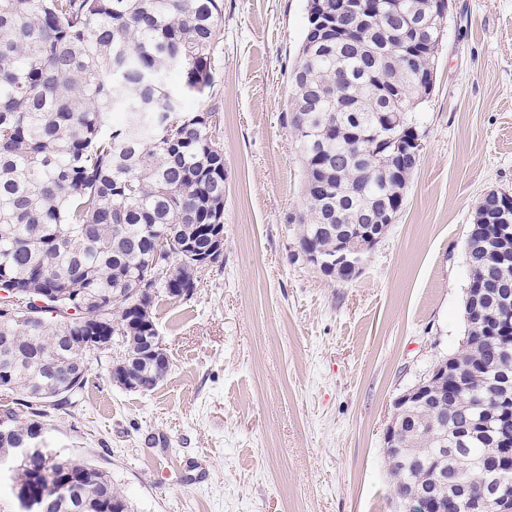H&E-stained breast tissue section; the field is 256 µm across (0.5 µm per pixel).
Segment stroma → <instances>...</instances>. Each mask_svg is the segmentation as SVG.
I'll return each instance as SVG.
<instances>
[{
	"label": "stroma",
	"instance_id": "stroma-1",
	"mask_svg": "<svg viewBox=\"0 0 512 512\" xmlns=\"http://www.w3.org/2000/svg\"><path fill=\"white\" fill-rule=\"evenodd\" d=\"M307 0H224L213 88L224 151V260L159 298L165 381L128 391L91 355L56 450L111 475L134 512H396L382 448L395 403L465 333L467 237L512 193V0H451L420 164L349 282L293 259L302 166L288 72Z\"/></svg>",
	"mask_w": 512,
	"mask_h": 512
}]
</instances>
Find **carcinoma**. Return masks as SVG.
I'll return each instance as SVG.
<instances>
[{
    "label": "carcinoma",
    "mask_w": 512,
    "mask_h": 512,
    "mask_svg": "<svg viewBox=\"0 0 512 512\" xmlns=\"http://www.w3.org/2000/svg\"><path fill=\"white\" fill-rule=\"evenodd\" d=\"M307 21L289 71L286 122L303 185L319 193L291 217L292 258L336 250V234L359 242L354 215L370 212L387 234L420 163L414 116L432 90L444 29L437 0H325ZM224 16L223 0H0V291L22 299L49 295L46 313L0 315V390L28 409L24 428L4 435L9 459L26 435L45 429L86 382L85 337L109 336L125 359L110 374L142 392L163 382L170 364L141 365L146 336H157L155 301L193 295L190 255L224 248V151L212 139L219 113L185 112L183 97H204ZM180 79L181 95L167 87ZM344 119L336 120V106ZM167 239L171 265L140 292L154 240ZM469 342L445 359L448 398L400 408L402 458L383 450L395 500L440 484L457 493L450 512H470L467 492L485 473L473 460L503 459L512 494V195L480 200L466 248ZM18 495L50 503L47 512H133L106 472L51 452L15 469Z\"/></svg>",
    "instance_id": "cac0c4a2"
}]
</instances>
